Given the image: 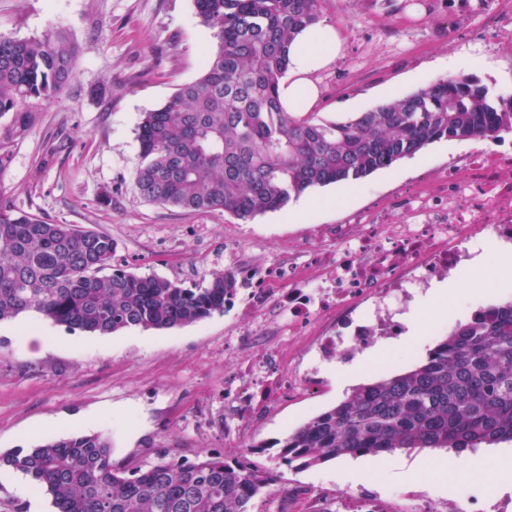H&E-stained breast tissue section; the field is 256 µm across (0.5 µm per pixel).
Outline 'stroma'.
<instances>
[{"mask_svg": "<svg viewBox=\"0 0 512 512\" xmlns=\"http://www.w3.org/2000/svg\"><path fill=\"white\" fill-rule=\"evenodd\" d=\"M320 19L338 26L344 42L333 64L314 80L316 119L334 121L389 98L427 87L456 61L457 75L477 76L512 95V43H490L483 20L448 28V9L409 0H321ZM63 32L79 48L77 74L54 99L36 105V121L16 132L0 118V204L54 224L104 232L117 244L116 260L140 275L207 284L224 268V247L240 245L251 266L277 265L286 247H303L318 232L385 210L389 223L402 214L397 202L426 181L432 193L476 139L440 140L414 156L380 169L340 200L341 185L308 191L317 200L303 224H287L280 211L249 222L230 213L196 212L144 202L134 190L139 162L137 127L145 112L165 104L180 85L196 80L216 42L200 25L193 0H0V36L26 39ZM238 309L214 313L174 329L131 328L110 336L69 332L43 316L24 313L0 322V452L32 448L51 439L100 434L110 439L120 467L146 468L160 460L194 461L222 452L246 455L275 472L272 495L251 512H307L309 491L332 502L371 488L390 512L398 494L413 492L453 505L456 473L437 476L433 463L451 460L444 450L416 449L371 458L369 476H357L347 458L308 469L281 465L276 443L311 416L348 394L323 364L324 385L306 394L285 393L257 416L246 437L224 436V370L260 356L266 339L240 337ZM374 367L356 375L368 383L419 361L413 345L384 340ZM422 473L408 470L412 460Z\"/></svg>", "mask_w": 512, "mask_h": 512, "instance_id": "35a3bbf8", "label": "stroma"}]
</instances>
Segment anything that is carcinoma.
<instances>
[{"label":"carcinoma","instance_id":"carcinoma-1","mask_svg":"<svg viewBox=\"0 0 512 512\" xmlns=\"http://www.w3.org/2000/svg\"><path fill=\"white\" fill-rule=\"evenodd\" d=\"M321 0H194L216 39L201 76L181 85L138 126L135 189L150 204L220 208L248 222L307 191L352 183L441 140L512 134V96L473 76L439 79L367 112L321 121L287 112L278 88L288 47L319 21ZM77 49L63 35L0 37V118L35 121L76 76ZM103 232L53 224L0 205V321L34 311L70 332L111 335L171 329L224 312L236 278L206 286L140 276L113 264ZM512 442V300L483 307L428 349L425 359L353 388L276 441L298 469L344 456L444 449L460 454ZM28 475L57 512H250L273 475L221 454L126 470L100 434L53 439L0 455Z\"/></svg>","mask_w":512,"mask_h":512}]
</instances>
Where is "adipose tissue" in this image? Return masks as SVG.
<instances>
[{"label": "adipose tissue", "mask_w": 512, "mask_h": 512, "mask_svg": "<svg viewBox=\"0 0 512 512\" xmlns=\"http://www.w3.org/2000/svg\"><path fill=\"white\" fill-rule=\"evenodd\" d=\"M342 44L341 30L326 23L296 37L289 52L288 78L280 85L281 100L289 111L306 112L316 103L318 90L312 76L336 60Z\"/></svg>", "instance_id": "adipose-tissue-1"}]
</instances>
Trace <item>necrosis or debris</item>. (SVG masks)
Segmentation results:
<instances>
[{
	"label": "necrosis or debris",
	"mask_w": 512,
	"mask_h": 512,
	"mask_svg": "<svg viewBox=\"0 0 512 512\" xmlns=\"http://www.w3.org/2000/svg\"><path fill=\"white\" fill-rule=\"evenodd\" d=\"M479 10L500 39L512 40L501 0H448V16L465 22ZM445 189L407 195L399 223L384 213L340 224L268 269H245L238 245L224 248V266L243 282L232 300L258 332L272 319L288 335H314L312 348L292 354L282 338L262 357L224 375V435L244 437L253 414L281 392L307 393L321 384L317 362L352 358L381 338L400 335L414 297L448 277L468 274L472 250L485 235L512 244V144L490 141L457 161Z\"/></svg>",
	"instance_id": "obj_1"
}]
</instances>
